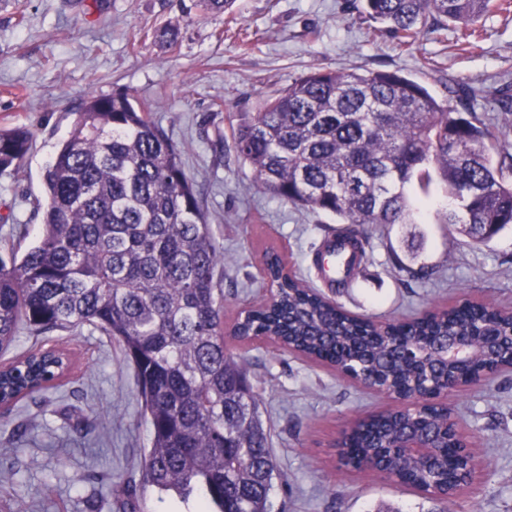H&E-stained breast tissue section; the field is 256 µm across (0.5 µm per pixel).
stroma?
I'll use <instances>...</instances> for the list:
<instances>
[{
  "mask_svg": "<svg viewBox=\"0 0 512 512\" xmlns=\"http://www.w3.org/2000/svg\"><path fill=\"white\" fill-rule=\"evenodd\" d=\"M360 0H235L231 13L201 0H0V129L33 134L19 171L0 174V253L32 245L41 229L42 174L87 94L130 92L182 150L216 240L224 247V323L267 293V250L279 252L312 287L319 242L335 218L257 191L233 151L242 114L316 67L395 71L456 103L455 88L512 85V10L479 24L473 46L450 23L409 47L372 33ZM178 34L166 45L157 36ZM442 194L416 224L373 235L349 287L328 289L347 310L400 319L464 299L512 310V227L486 244L440 223ZM71 370L60 387L0 410V512H121L116 483L140 485L150 426L135 369L115 341L89 330L54 332ZM262 400L282 471L272 512H429L417 490L343 467L336 444L358 417L391 408L366 389L269 342L236 346ZM469 437L478 477L448 512H512V370L448 395Z\"/></svg>",
  "mask_w": 512,
  "mask_h": 512,
  "instance_id": "1",
  "label": "stroma"
}]
</instances>
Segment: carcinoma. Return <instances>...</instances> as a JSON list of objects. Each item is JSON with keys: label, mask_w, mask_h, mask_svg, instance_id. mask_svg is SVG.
<instances>
[{"label": "carcinoma", "mask_w": 512, "mask_h": 512, "mask_svg": "<svg viewBox=\"0 0 512 512\" xmlns=\"http://www.w3.org/2000/svg\"><path fill=\"white\" fill-rule=\"evenodd\" d=\"M495 7L493 0H363L374 33L414 44L429 25L458 24L463 36ZM151 107L128 93L90 94L43 174L42 232L23 254L0 256V350L25 325L34 340L53 331L89 327L117 341L134 363L138 394L151 429L142 483L202 512H271L279 474L259 393L241 355L224 341V248L206 224L180 148L150 117ZM29 131H0V173L16 171ZM238 157L257 190L339 219L336 234L365 252L373 228L417 223L411 191L439 181L448 210L487 243L512 224V146L502 127L464 117L426 87L396 72L314 68L246 114L233 130ZM264 277L277 282L235 322L241 342L259 338L337 371H368L388 388L412 393L446 366L444 342L471 338L466 369L512 362L499 345L487 358V337L512 327V317L485 303L429 311L401 325L353 314L305 287L277 256ZM428 344L421 358L398 352L396 337ZM69 358L32 347L0 367V408L62 380ZM424 430L442 449L431 460L401 454L393 443ZM463 434L449 417L425 421L383 411L352 428L353 458L376 456L397 484L439 504L458 493L448 465ZM124 512H139L136 488L114 491Z\"/></svg>", "instance_id": "1"}]
</instances>
